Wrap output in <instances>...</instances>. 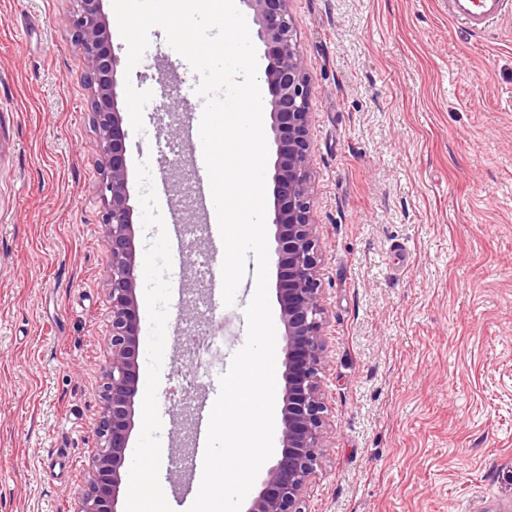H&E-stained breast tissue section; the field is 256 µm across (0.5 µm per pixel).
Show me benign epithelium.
Returning a JSON list of instances; mask_svg holds the SVG:
<instances>
[{"label":"benign epithelium","instance_id":"obj_1","mask_svg":"<svg viewBox=\"0 0 512 512\" xmlns=\"http://www.w3.org/2000/svg\"><path fill=\"white\" fill-rule=\"evenodd\" d=\"M253 13L264 46V82L276 145L272 176L278 256L277 297L284 327L285 385L281 409V457L263 479L246 512H303L324 445L327 406L326 309L320 278L318 224L311 206L309 137L312 88L294 40L292 0H242ZM73 42L88 72L95 151L102 178L104 245L109 257L108 368L96 428L97 442L74 497L73 512H116L120 468L132 430L138 373L137 263L127 191V131L117 106L118 58L100 0H70Z\"/></svg>","mask_w":512,"mask_h":512}]
</instances>
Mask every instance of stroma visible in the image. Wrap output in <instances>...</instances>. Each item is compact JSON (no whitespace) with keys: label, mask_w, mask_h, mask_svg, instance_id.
Here are the masks:
<instances>
[{"label":"stroma","mask_w":512,"mask_h":512,"mask_svg":"<svg viewBox=\"0 0 512 512\" xmlns=\"http://www.w3.org/2000/svg\"><path fill=\"white\" fill-rule=\"evenodd\" d=\"M313 90L312 208L327 310L325 446L304 512H512V17L465 30L448 0H292ZM126 86L169 100L126 139L139 302L138 392L120 470L157 458L159 512L196 494L200 409L185 318L218 332L197 253L177 254L185 183L167 142L201 119L197 74L166 40ZM86 69L69 0H0V512H72L107 367L108 255Z\"/></svg>","instance_id":"35a3bbf8"}]
</instances>
